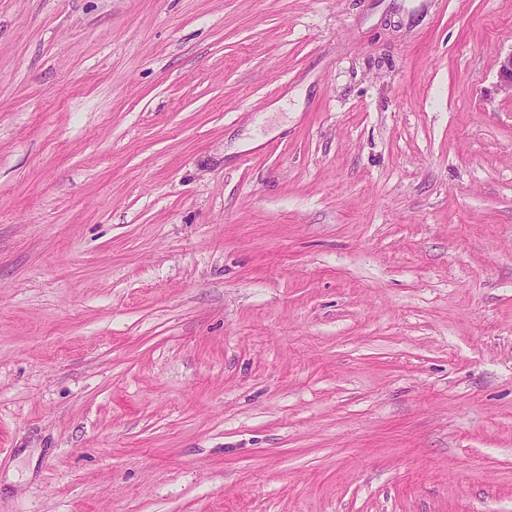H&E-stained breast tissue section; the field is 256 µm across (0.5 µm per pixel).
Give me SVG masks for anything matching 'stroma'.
I'll return each instance as SVG.
<instances>
[{
  "label": "stroma",
  "mask_w": 512,
  "mask_h": 512,
  "mask_svg": "<svg viewBox=\"0 0 512 512\" xmlns=\"http://www.w3.org/2000/svg\"><path fill=\"white\" fill-rule=\"evenodd\" d=\"M512 0H0V512H512Z\"/></svg>",
  "instance_id": "35a3bbf8"
}]
</instances>
